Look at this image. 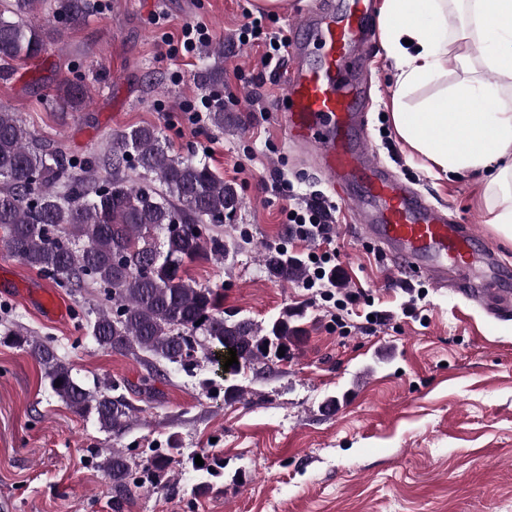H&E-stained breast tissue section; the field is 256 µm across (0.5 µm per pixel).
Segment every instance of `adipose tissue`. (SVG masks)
<instances>
[{
    "instance_id": "1",
    "label": "adipose tissue",
    "mask_w": 512,
    "mask_h": 512,
    "mask_svg": "<svg viewBox=\"0 0 512 512\" xmlns=\"http://www.w3.org/2000/svg\"><path fill=\"white\" fill-rule=\"evenodd\" d=\"M379 25L383 48L397 63L391 118L409 151L436 176H480L487 222L512 241V0H469L466 26L478 34L474 47L498 76H476L413 109L409 95L439 79L448 61V0H382ZM493 101V110L476 101Z\"/></svg>"
}]
</instances>
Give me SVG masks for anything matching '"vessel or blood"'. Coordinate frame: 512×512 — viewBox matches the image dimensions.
<instances>
[{"instance_id": "1", "label": "vessel or blood", "mask_w": 512, "mask_h": 512, "mask_svg": "<svg viewBox=\"0 0 512 512\" xmlns=\"http://www.w3.org/2000/svg\"><path fill=\"white\" fill-rule=\"evenodd\" d=\"M286 51L282 130L300 148L311 150L331 188L348 196L353 180L364 184L357 213L366 238L382 244L400 272L422 275L454 287L486 311H512V292L500 288L506 272L481 244L470 224H455L376 159L368 145L364 112L371 88L356 77L372 45L370 0H346L330 10L315 0ZM320 49L318 66L303 63L307 44ZM24 300L51 320L67 309L44 286L24 289Z\"/></svg>"}]
</instances>
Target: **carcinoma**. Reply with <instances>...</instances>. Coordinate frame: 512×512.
<instances>
[{
  "label": "carcinoma",
  "instance_id": "cac0c4a2",
  "mask_svg": "<svg viewBox=\"0 0 512 512\" xmlns=\"http://www.w3.org/2000/svg\"><path fill=\"white\" fill-rule=\"evenodd\" d=\"M78 27L87 20L86 0H8L0 9V63L29 62L47 50L42 14ZM213 60L200 75L205 90L224 84V42L210 46ZM80 80L56 90L55 101L75 109L86 102ZM210 126L224 130V99L208 112ZM15 112L0 108V229L11 253L29 268L65 288L92 286L101 299L87 312L89 336L101 348L191 372L197 353L223 368L228 349H237L238 375L289 357L304 330L300 314L285 310L267 324L224 316V293L186 275L185 264L221 260L226 246L214 228L239 204L236 188L201 160L180 156L158 126L142 124L113 135L106 150L81 158L38 147ZM265 263L282 282L306 278L301 262L269 251ZM5 340L29 353L41 367L51 394L113 435L123 434L134 407L103 380L89 389L72 373L57 349L21 328ZM60 386H55V382ZM122 448L101 466L114 488L129 492L154 483L173 462L172 449L156 448L142 468L132 467Z\"/></svg>",
  "mask_w": 512,
  "mask_h": 512
}]
</instances>
